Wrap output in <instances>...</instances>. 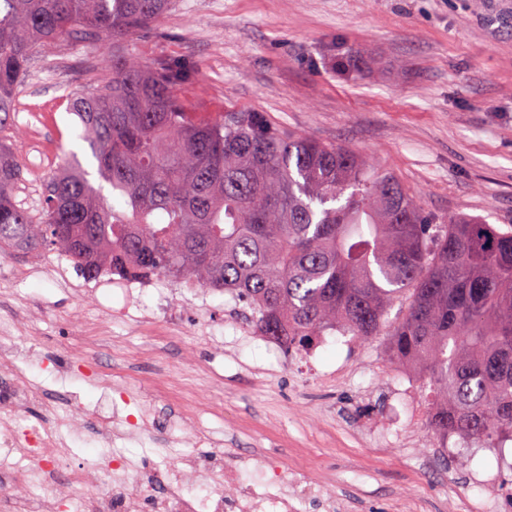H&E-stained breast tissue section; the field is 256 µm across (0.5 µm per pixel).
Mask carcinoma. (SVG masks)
<instances>
[{
  "instance_id": "carcinoma-1",
  "label": "carcinoma",
  "mask_w": 512,
  "mask_h": 512,
  "mask_svg": "<svg viewBox=\"0 0 512 512\" xmlns=\"http://www.w3.org/2000/svg\"><path fill=\"white\" fill-rule=\"evenodd\" d=\"M171 4L0 0V133L37 49L119 41ZM183 76L179 62L112 56L69 103L94 171L76 158L51 172L35 213L0 142V251L60 253L87 279L188 276L244 298L260 334L291 348L330 329L386 336L424 374L434 434L512 440V230L436 221L361 155L258 112L198 116L174 95Z\"/></svg>"
}]
</instances>
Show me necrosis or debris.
I'll return each mask as SVG.
<instances>
[{
	"instance_id": "necrosis-or-debris-1",
	"label": "necrosis or debris",
	"mask_w": 512,
	"mask_h": 512,
	"mask_svg": "<svg viewBox=\"0 0 512 512\" xmlns=\"http://www.w3.org/2000/svg\"><path fill=\"white\" fill-rule=\"evenodd\" d=\"M41 397L33 388L13 386L0 400V483L13 488L10 512H135L141 504L150 512H303L312 500L319 501L325 512H340L336 499L301 472L284 485L271 478L259 486L237 484L233 495H225L219 477L235 481L242 464L212 447L209 436L201 432L194 434L190 449L175 451L174 464L130 478L127 457L107 446L127 438L131 422L89 409L83 416L96 426L104 451L94 469L86 470L72 461L55 429L22 426L21 412ZM193 477L213 482L206 498L187 493ZM61 478L66 492L47 495V488Z\"/></svg>"
}]
</instances>
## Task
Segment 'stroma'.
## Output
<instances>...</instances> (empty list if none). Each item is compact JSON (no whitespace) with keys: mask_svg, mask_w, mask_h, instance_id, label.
<instances>
[{"mask_svg":"<svg viewBox=\"0 0 512 512\" xmlns=\"http://www.w3.org/2000/svg\"><path fill=\"white\" fill-rule=\"evenodd\" d=\"M148 67L181 60L174 86L193 111L258 112L278 129L347 146L413 193L428 216L468 213L512 228V0H174L119 43L44 48L20 87L8 134L23 168L17 201L42 203L45 175L68 152L91 154L68 99L104 78L113 52ZM55 254H0V332L26 351L24 383L57 406L78 402L205 430L226 456L306 471L345 512H471L477 479L499 470L486 449L443 453L429 429L428 389L392 397L399 361L377 337L322 340L314 370L260 336L235 295L157 276L130 318L95 344L97 306L114 282L24 276ZM125 389L119 403L100 381ZM205 411L182 418L181 394Z\"/></svg>","mask_w":512,"mask_h":512,"instance_id":"obj_1","label":"stroma"}]
</instances>
